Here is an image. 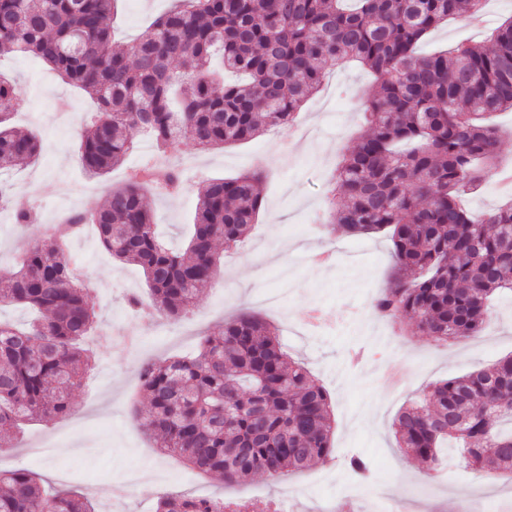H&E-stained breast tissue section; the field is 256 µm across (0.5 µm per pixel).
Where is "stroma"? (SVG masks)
<instances>
[{
    "mask_svg": "<svg viewBox=\"0 0 512 512\" xmlns=\"http://www.w3.org/2000/svg\"><path fill=\"white\" fill-rule=\"evenodd\" d=\"M170 6L171 0H122L115 40L133 41ZM511 16L512 0H488L484 25L448 21L420 50L486 43L491 29ZM0 73L28 87L12 124L34 133L41 145L33 163L8 176L15 206L35 210L38 223L19 229L11 210H0L1 284L31 238L43 237L74 204L103 206L108 192L144 165L153 149L150 139L138 136L122 165L106 176H90L77 144L94 103L30 56L0 58ZM377 89L374 77L357 63L333 66L302 108L296 129H271L248 143L211 150L181 142L174 162L186 189L147 199L164 240L184 243L203 180L263 171L266 205L249 237L222 253L220 282L202 288L181 318L159 317L138 345L118 343L117 337L132 317L127 297L148 294L141 268L115 262L93 227L73 239L70 250L81 259L90 293L101 303L100 330L84 342L94 353L92 367L72 394L71 411L24 426L14 436L10 456L0 459V469H27L42 485L79 491L96 512H154L158 497L167 492L262 510L272 503L281 512H376V487L401 512H421L433 499L441 502L437 512H512L511 474H496L490 485L477 484L476 471L463 467L441 482L420 478L423 464L399 448L393 427L398 411L432 383L512 354V300H496L480 336L448 344L434 342L403 316L373 325L371 300L388 287L394 268L390 239L382 233L354 236L341 228L332 234L322 229L332 175L365 128L358 101ZM284 276L291 283L288 295L279 305L261 304L260 296L279 288ZM244 312L276 327L289 355L304 363L331 396L332 453L279 481L257 473L227 483L193 470L162 454L136 418L146 406L139 380L144 364L198 353L203 336ZM43 439L59 441L57 451L28 455V448ZM354 452L373 459L375 474L349 496L343 491L351 480L345 460ZM131 469L141 477L125 495L101 494V484L122 482Z\"/></svg>",
    "mask_w": 512,
    "mask_h": 512,
    "instance_id": "obj_1",
    "label": "stroma"
}]
</instances>
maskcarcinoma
<instances>
[{"mask_svg": "<svg viewBox=\"0 0 512 512\" xmlns=\"http://www.w3.org/2000/svg\"><path fill=\"white\" fill-rule=\"evenodd\" d=\"M119 0H0V56L34 55L96 104L78 154L109 173L149 136L166 158L182 140L202 150L249 141L295 122L325 69L355 60L379 84L363 100L366 129L340 161L332 224L352 235L386 232L395 276L372 310L405 313L437 341L482 333L490 301L512 295V202L475 220L458 202L496 156L491 115L512 110V16L488 45L420 55L448 18L470 19L480 0H175L130 44L112 41ZM14 81L0 74V175L36 157L32 133L10 125ZM262 174L213 178L201 191L187 243L160 240L146 204L182 186L178 168L146 167L99 209H74L25 250L0 287V305L36 312L24 328L0 321V436L28 420L64 415L88 367L82 338L96 319L77 278L71 239L86 224L122 263L145 274L137 312L177 317L218 276L216 242L236 248L263 204ZM147 430L162 451L226 481L280 479L331 453L326 390L280 348L259 317L224 322L199 354L140 370ZM512 355L430 386L403 408L399 447L435 471L448 448L466 466L512 473ZM0 512H94L87 498L45 491L26 470L0 469ZM155 512H253L246 505L167 493Z\"/></svg>", "mask_w": 512, "mask_h": 512, "instance_id": "1", "label": "carcinoma"}]
</instances>
